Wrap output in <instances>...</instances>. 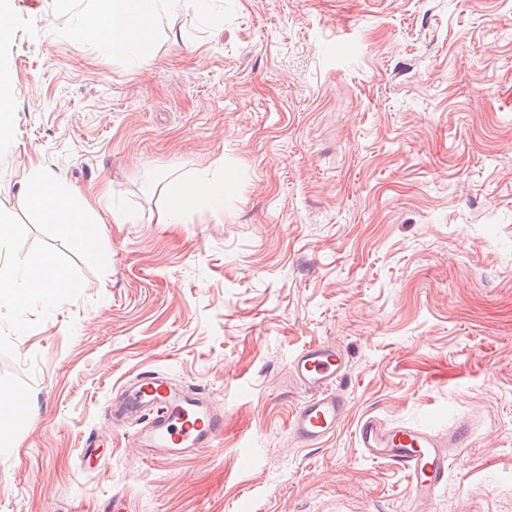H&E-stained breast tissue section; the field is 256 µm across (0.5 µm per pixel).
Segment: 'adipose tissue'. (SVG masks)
I'll list each match as a JSON object with an SVG mask.
<instances>
[{"label": "adipose tissue", "mask_w": 512, "mask_h": 512, "mask_svg": "<svg viewBox=\"0 0 512 512\" xmlns=\"http://www.w3.org/2000/svg\"><path fill=\"white\" fill-rule=\"evenodd\" d=\"M80 8V21L72 30L74 38L93 43L105 55L126 56L145 47L152 36L156 19L192 11L200 18H209L214 0H72ZM15 22V0H0V112L10 110L15 80L4 57L10 44ZM227 176L201 174L190 179L168 183L166 192L175 199L176 211L167 213L171 223L180 215L206 206L214 210L224 207ZM21 183L31 202L47 219L67 215L68 226L86 249H94L102 227L121 224L125 218L112 208L97 211L73 207L68 194L54 175L47 170H25ZM25 289L30 300L63 302L70 297V283L64 278L44 282L35 270L20 273L17 267L0 265V306H13L17 289Z\"/></svg>", "instance_id": "ef3b65f1"}]
</instances>
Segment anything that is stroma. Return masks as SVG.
Wrapping results in <instances>:
<instances>
[{"label":"stroma","mask_w":512,"mask_h":512,"mask_svg":"<svg viewBox=\"0 0 512 512\" xmlns=\"http://www.w3.org/2000/svg\"><path fill=\"white\" fill-rule=\"evenodd\" d=\"M158 19L137 59L19 0L0 137L1 260L74 285L0 307V512H512V0H221ZM41 165L126 212L87 254L21 187ZM224 208L160 223L172 178ZM348 357L347 417L291 437L304 346ZM222 404L217 450L144 460L112 390L139 372ZM475 426L436 499L362 458L357 420ZM93 455H86V448Z\"/></svg>","instance_id":"1"}]
</instances>
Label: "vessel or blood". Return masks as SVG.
I'll return each instance as SVG.
<instances>
[{"label":"vessel or blood","mask_w":512,"mask_h":512,"mask_svg":"<svg viewBox=\"0 0 512 512\" xmlns=\"http://www.w3.org/2000/svg\"><path fill=\"white\" fill-rule=\"evenodd\" d=\"M347 368L344 350L325 342L305 346L292 359L291 381L306 392L289 419V432L300 445H320L340 427L348 410L341 391ZM112 415L118 420L132 415L145 419L138 446L150 461L185 458L213 448L224 429V415L211 398L181 395L155 371L142 372L113 397ZM472 434L466 422L436 434L424 427L387 425L373 415L361 418L355 429L361 453L404 471L422 503L436 497L447 480L449 460Z\"/></svg>","instance_id":"1"}]
</instances>
